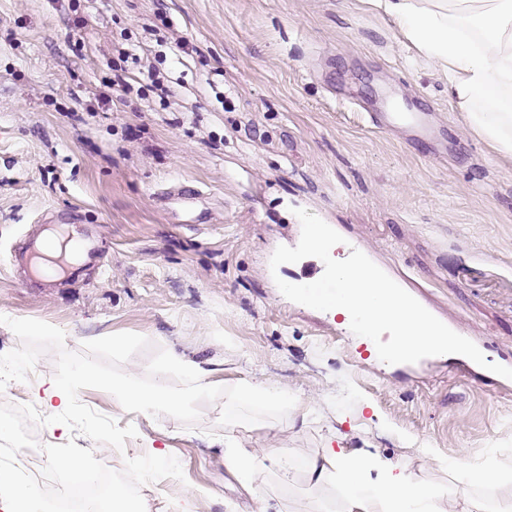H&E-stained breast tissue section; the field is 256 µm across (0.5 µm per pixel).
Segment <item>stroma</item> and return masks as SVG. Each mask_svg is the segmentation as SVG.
I'll return each instance as SVG.
<instances>
[{
	"label": "stroma",
	"mask_w": 512,
	"mask_h": 512,
	"mask_svg": "<svg viewBox=\"0 0 512 512\" xmlns=\"http://www.w3.org/2000/svg\"><path fill=\"white\" fill-rule=\"evenodd\" d=\"M189 43L182 52L180 42ZM129 57H122V50ZM167 76L173 97L150 87ZM128 93L103 102L105 80ZM446 126L448 155L372 127L383 91ZM181 184L182 205L156 195ZM344 237L389 275L409 276L423 303L512 354V162L478 138L453 106L448 76L421 59L367 0H0V358L9 404L36 403L49 375L92 366L104 377L150 375L169 350L215 364L219 388L183 412L118 411L111 394L79 400L134 426L123 450L55 426L43 444L75 441L101 462L160 448L184 478L150 483V512H246L251 496L224 455V419L246 448L288 451L268 461L270 512H340L310 491L301 460L325 441L405 461L455 495L451 473L420 452L512 470V391L449 363L416 377L363 359L342 316L288 300L271 270L296 246V209ZM96 231L99 266L65 280L26 278L19 255L48 219ZM132 340L114 355L112 340ZM269 382L289 405L224 408L225 390ZM320 403H310L312 393Z\"/></svg>",
	"instance_id": "stroma-1"
}]
</instances>
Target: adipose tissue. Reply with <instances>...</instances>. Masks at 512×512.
Masks as SVG:
<instances>
[{"label": "adipose tissue", "mask_w": 512, "mask_h": 512, "mask_svg": "<svg viewBox=\"0 0 512 512\" xmlns=\"http://www.w3.org/2000/svg\"><path fill=\"white\" fill-rule=\"evenodd\" d=\"M401 28L406 39L447 73L451 98L473 132L501 155L512 157V0H370ZM184 378L169 386L170 375ZM212 371L202 362L174 353L156 365L155 380L144 384L137 371L110 380L84 368L82 380L108 387L120 410L151 415L177 413L206 396ZM263 448L235 447L227 459L250 491V512H269ZM311 489H336L343 512H472L466 495L441 500L430 484L400 461L376 462L368 453L347 454L327 446L308 458Z\"/></svg>", "instance_id": "adipose-tissue-1"}]
</instances>
